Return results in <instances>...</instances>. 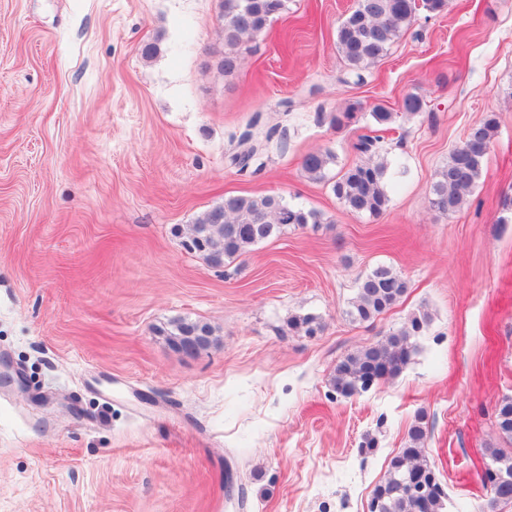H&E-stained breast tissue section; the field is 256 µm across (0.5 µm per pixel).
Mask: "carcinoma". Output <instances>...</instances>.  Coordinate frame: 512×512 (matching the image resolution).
<instances>
[{
  "label": "carcinoma",
  "instance_id": "cac0c4a2",
  "mask_svg": "<svg viewBox=\"0 0 512 512\" xmlns=\"http://www.w3.org/2000/svg\"><path fill=\"white\" fill-rule=\"evenodd\" d=\"M448 5V0H358L357 7L337 27L336 45L357 78H362L369 66L383 57L389 47L414 22L417 12L439 14ZM285 7V0H222V33L224 57L219 68L224 75L233 74L239 67V46L245 39H252L265 31L272 18ZM424 99L410 93L400 105L405 114L416 115L424 111ZM371 125L367 133L360 136L355 149L363 155L358 162L346 168L333 184V191L346 209L355 214L382 215L388 208L386 189L387 164L375 160L378 143L383 132L391 128L394 113L382 105L370 112ZM496 115H487L482 122L471 127L465 141L451 151L448 163L439 170L432 186L430 204L442 214L454 213L466 203L472 192L496 136ZM243 149L228 156L231 165L244 171L259 152V145L244 139ZM336 155L326 149L304 155L301 165L313 180L325 178L329 164ZM320 223L314 211L288 204L275 195L262 197L228 196L224 203L207 211L191 225V239H201L205 247L200 250L213 267L246 254L252 246L284 229L305 224ZM408 283L390 268L378 266L359 284L350 301L348 316L355 322L375 319L392 308L406 294ZM428 323V315L413 316L400 329L382 341L363 346L348 354L338 363L332 376L336 393L352 397L368 390L373 384V375L385 382L397 376L407 365L415 344L412 338L419 335ZM206 331L202 346L211 342L213 328L200 321H181L171 333L177 339L197 327ZM288 327L302 330L312 336L320 329L318 318L306 315L288 321ZM424 415L408 430L404 448L393 456L387 472L375 487L371 499L377 504L376 512H447L448 498L439 478L425 458ZM495 427L501 438L512 443V397H506L495 412ZM483 463L490 466L496 475L506 476L504 481L492 484L481 482L488 497L487 509L496 512L501 505H512V450L486 448ZM408 471L418 480L434 481L425 505L400 483V474Z\"/></svg>",
  "mask_w": 512,
  "mask_h": 512
}]
</instances>
